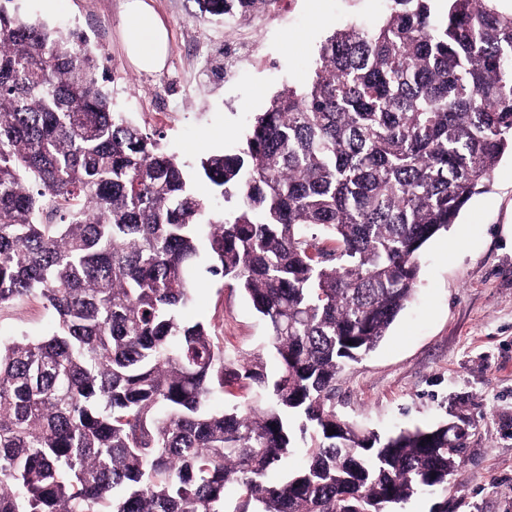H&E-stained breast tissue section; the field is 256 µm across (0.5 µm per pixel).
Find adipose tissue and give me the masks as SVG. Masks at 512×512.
I'll return each mask as SVG.
<instances>
[{"label": "adipose tissue", "instance_id": "obj_1", "mask_svg": "<svg viewBox=\"0 0 512 512\" xmlns=\"http://www.w3.org/2000/svg\"><path fill=\"white\" fill-rule=\"evenodd\" d=\"M126 56L136 69L157 71L168 54V31L148 0H127L123 32Z\"/></svg>", "mask_w": 512, "mask_h": 512}]
</instances>
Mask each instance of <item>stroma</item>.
Instances as JSON below:
<instances>
[{
    "label": "stroma",
    "instance_id": "stroma-1",
    "mask_svg": "<svg viewBox=\"0 0 512 512\" xmlns=\"http://www.w3.org/2000/svg\"><path fill=\"white\" fill-rule=\"evenodd\" d=\"M169 33V55L157 73L136 71L122 49L124 0H17L27 15L89 39L109 69L114 110L147 131L183 164L196 193L214 209L198 172L202 157L245 145L255 117L274 95L315 69L327 36L358 22L373 28L388 0H281L226 19L197 20L196 0H150ZM248 43L249 54L224 63V44ZM512 155L504 154L487 185L447 233L423 249L413 297L379 346L336 378L337 416L382 434L431 427L450 410L473 418L463 487L448 494V512H512ZM200 258L193 295L181 308L202 323L227 354L249 357L267 336L243 291L211 276ZM53 311L37 296L0 307V339L50 334Z\"/></svg>",
    "mask_w": 512,
    "mask_h": 512
}]
</instances>
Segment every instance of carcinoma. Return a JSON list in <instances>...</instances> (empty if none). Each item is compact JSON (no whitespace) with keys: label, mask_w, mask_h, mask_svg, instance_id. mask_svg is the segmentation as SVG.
Returning <instances> with one entry per match:
<instances>
[{"label":"carcinoma","mask_w":512,"mask_h":512,"mask_svg":"<svg viewBox=\"0 0 512 512\" xmlns=\"http://www.w3.org/2000/svg\"><path fill=\"white\" fill-rule=\"evenodd\" d=\"M196 2L208 20L269 0ZM389 2L380 26L325 39L246 148L201 159L237 197L226 217L113 111L83 33L0 0V306L38 295L58 317L0 345V512H397L448 493L469 414L381 435L330 397L411 298L427 242L512 153V12ZM202 243L267 327L250 358L179 319ZM235 388L252 396L209 408ZM298 450L304 466L269 484Z\"/></svg>","instance_id":"carcinoma-1"}]
</instances>
